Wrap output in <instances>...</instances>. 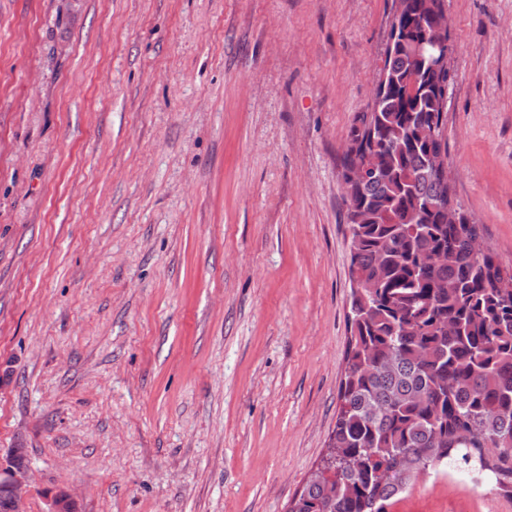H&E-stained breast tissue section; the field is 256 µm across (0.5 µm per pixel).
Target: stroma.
Segmentation results:
<instances>
[{"mask_svg":"<svg viewBox=\"0 0 512 512\" xmlns=\"http://www.w3.org/2000/svg\"><path fill=\"white\" fill-rule=\"evenodd\" d=\"M448 182L512 266V0H445ZM392 0H0V458L25 512H288L350 337L340 158ZM391 512H512L429 471ZM28 452V448L19 444L10 449L6 464L0 461V488L7 491L10 512H25L24 504L29 494ZM20 462L23 463L21 466L18 465Z\"/></svg>","mask_w":512,"mask_h":512,"instance_id":"35a3bbf8","label":"stroma"}]
</instances>
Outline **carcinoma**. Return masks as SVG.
Masks as SVG:
<instances>
[{
	"instance_id": "1",
	"label": "carcinoma",
	"mask_w": 512,
	"mask_h": 512,
	"mask_svg": "<svg viewBox=\"0 0 512 512\" xmlns=\"http://www.w3.org/2000/svg\"><path fill=\"white\" fill-rule=\"evenodd\" d=\"M380 78L341 157L350 231L348 326L336 423L289 512H390L440 467L512 499V291L481 228L448 223L449 73L425 42L444 0H404Z\"/></svg>"
}]
</instances>
